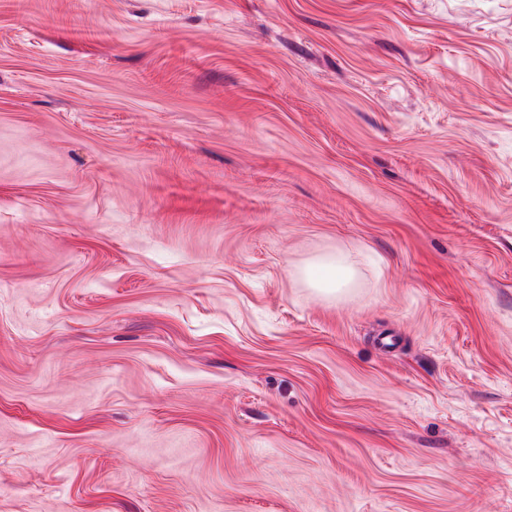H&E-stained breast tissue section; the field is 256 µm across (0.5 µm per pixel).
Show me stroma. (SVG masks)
<instances>
[{"instance_id":"stroma-1","label":"stroma","mask_w":512,"mask_h":512,"mask_svg":"<svg viewBox=\"0 0 512 512\" xmlns=\"http://www.w3.org/2000/svg\"><path fill=\"white\" fill-rule=\"evenodd\" d=\"M0 512H512V0H0ZM312 288L323 293H339L347 288L353 277V271L347 262L338 256L316 262L309 271Z\"/></svg>"}]
</instances>
